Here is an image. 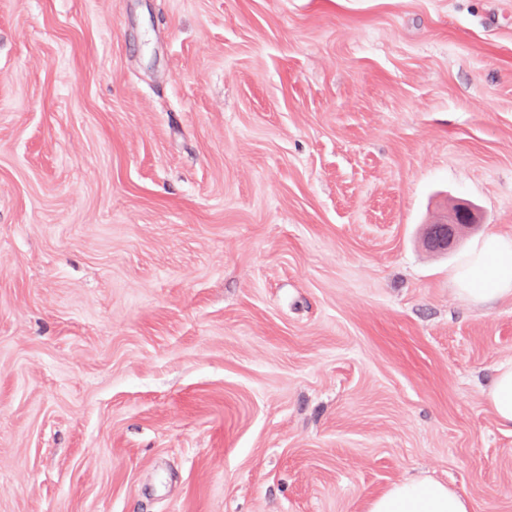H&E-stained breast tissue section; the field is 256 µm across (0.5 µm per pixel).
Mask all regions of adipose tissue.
Masks as SVG:
<instances>
[{"label":"adipose tissue","instance_id":"ef3b65f1","mask_svg":"<svg viewBox=\"0 0 512 512\" xmlns=\"http://www.w3.org/2000/svg\"><path fill=\"white\" fill-rule=\"evenodd\" d=\"M462 280L465 293L481 301L512 293V237L491 234L479 242ZM365 512H471V505L443 483L411 478L371 497Z\"/></svg>","mask_w":512,"mask_h":512}]
</instances>
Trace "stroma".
I'll list each match as a JSON object with an SVG mask.
<instances>
[{
	"label": "stroma",
	"instance_id": "1",
	"mask_svg": "<svg viewBox=\"0 0 512 512\" xmlns=\"http://www.w3.org/2000/svg\"><path fill=\"white\" fill-rule=\"evenodd\" d=\"M490 234L512 0H0V512H512ZM478 224L475 211L467 204H457L446 219L431 224L426 237V245L435 250L448 251L458 234L465 228ZM461 278L460 290L480 301L512 293V237H485L465 261ZM498 423L512 428V362L500 365L491 388L487 393ZM365 512H471V505L443 483L411 478L371 497Z\"/></svg>",
	"mask_w": 512,
	"mask_h": 512
}]
</instances>
